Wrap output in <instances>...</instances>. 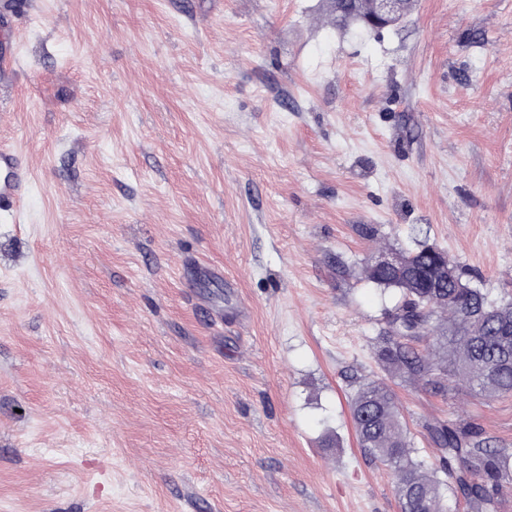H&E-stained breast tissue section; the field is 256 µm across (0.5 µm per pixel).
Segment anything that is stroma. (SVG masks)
<instances>
[{
	"mask_svg": "<svg viewBox=\"0 0 512 512\" xmlns=\"http://www.w3.org/2000/svg\"><path fill=\"white\" fill-rule=\"evenodd\" d=\"M0 512H400L350 401L512 448V395L391 376L387 249L512 298V0H0ZM411 0H373L372 12L363 19V24L373 30H383L402 20V14ZM0 219L9 216L22 197L28 182L19 155L11 149H0Z\"/></svg>",
	"mask_w": 512,
	"mask_h": 512,
	"instance_id": "35a3bbf8",
	"label": "stroma"
}]
</instances>
